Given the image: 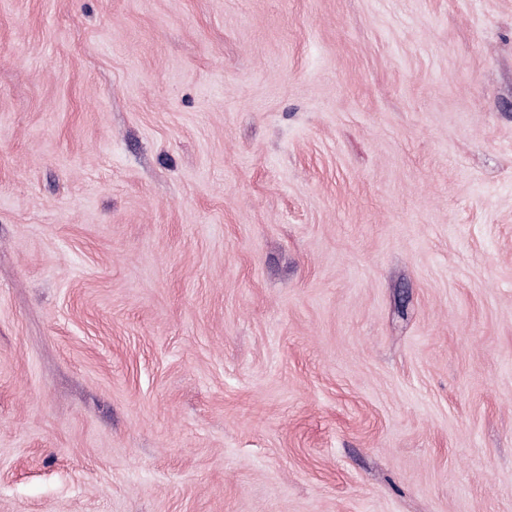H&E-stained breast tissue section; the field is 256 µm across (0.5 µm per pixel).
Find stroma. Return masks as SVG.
Segmentation results:
<instances>
[{
	"mask_svg": "<svg viewBox=\"0 0 512 512\" xmlns=\"http://www.w3.org/2000/svg\"><path fill=\"white\" fill-rule=\"evenodd\" d=\"M0 512H512V0H0Z\"/></svg>",
	"mask_w": 512,
	"mask_h": 512,
	"instance_id": "1",
	"label": "stroma"
}]
</instances>
